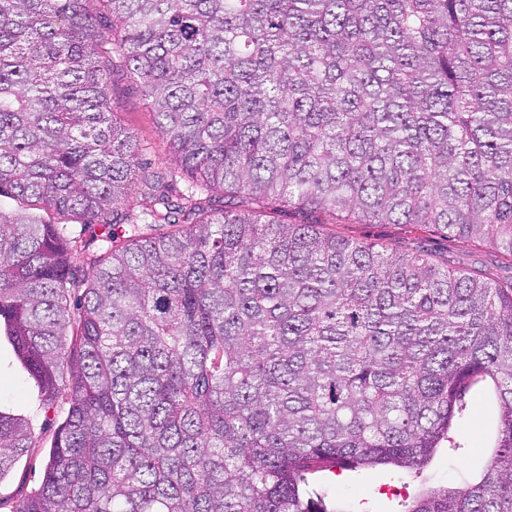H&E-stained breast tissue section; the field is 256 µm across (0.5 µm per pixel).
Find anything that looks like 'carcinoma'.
I'll use <instances>...</instances> for the list:
<instances>
[{
  "instance_id": "carcinoma-1",
  "label": "carcinoma",
  "mask_w": 512,
  "mask_h": 512,
  "mask_svg": "<svg viewBox=\"0 0 512 512\" xmlns=\"http://www.w3.org/2000/svg\"><path fill=\"white\" fill-rule=\"evenodd\" d=\"M99 48L168 173L111 119ZM2 197L0 332L48 408L70 391L14 512H329L310 471L419 473L484 382L481 480L407 512H512V275L322 221L512 260V0H0ZM33 447L0 411V481ZM99 60L111 72L108 91L114 105L117 120L130 129L143 148L142 157L153 167H172L165 143L156 127L150 102L142 96L124 59L118 54L112 57L98 55ZM327 231L367 243L393 246L420 245L451 268H477L493 278L509 275L507 260L490 245L444 237L410 224H326Z\"/></svg>"
}]
</instances>
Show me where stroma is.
<instances>
[{"mask_svg": "<svg viewBox=\"0 0 512 512\" xmlns=\"http://www.w3.org/2000/svg\"><path fill=\"white\" fill-rule=\"evenodd\" d=\"M111 72L108 91L118 121L135 134L144 159L153 166L169 165L165 143L156 127L148 99L142 96L120 55L102 57ZM336 234L367 243L393 246L419 245L452 268H477L493 278L506 276V259L493 247L422 230L409 224H337ZM467 416L453 437L458 448L437 449L419 474L403 475L389 467L312 472L311 486L328 492L337 512H406L412 501L430 488H451L479 480L493 453L497 404L491 389L475 387L468 396ZM0 411L20 417L31 426L37 445L19 458L0 481V512L38 488L49 460L50 444L60 423L59 415L46 410L37 384L20 362L14 347L0 335Z\"/></svg>", "mask_w": 512, "mask_h": 512, "instance_id": "35a3bbf8", "label": "stroma"}]
</instances>
